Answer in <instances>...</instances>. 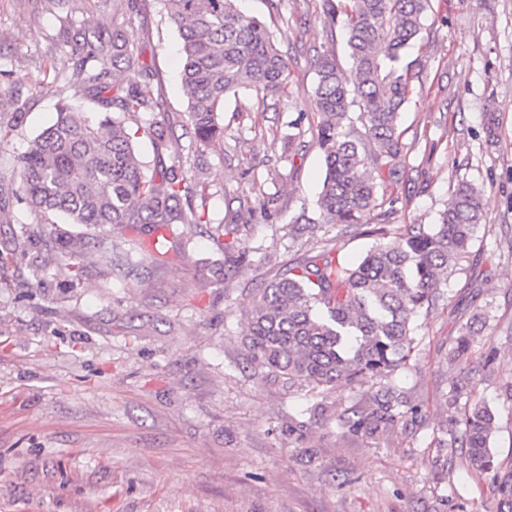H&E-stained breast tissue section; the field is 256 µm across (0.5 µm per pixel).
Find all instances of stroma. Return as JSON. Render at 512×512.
I'll return each mask as SVG.
<instances>
[{
	"instance_id": "obj_1",
	"label": "stroma",
	"mask_w": 512,
	"mask_h": 512,
	"mask_svg": "<svg viewBox=\"0 0 512 512\" xmlns=\"http://www.w3.org/2000/svg\"><path fill=\"white\" fill-rule=\"evenodd\" d=\"M323 0H239L264 22L289 60L287 98L256 93L224 102V146L195 145L185 127L181 40L158 0H79L87 26L122 24L135 50L152 60L168 127L166 163L198 171L205 194L190 202L204 224L175 225L169 260L135 268L107 263L127 249L126 231L45 224L15 195L0 200V512H496L488 478L471 472L465 449L431 447L444 425L447 353L474 313H487L479 352L495 371L476 376L474 398L497 412L492 451L512 463V0H429L423 28L406 53L420 66L399 130L407 175L390 229L433 224L468 181L483 191L485 223L444 298L422 312L412 368L397 378L424 416L412 431L374 439L339 435L338 418L358 389L327 393L335 418L288 433L310 397L246 370L245 311L261 282L316 254L320 243L355 261L371 246L359 232L327 225L322 241L293 236L292 220L313 209L324 178L309 105L313 57L351 60L340 25L324 23ZM54 0H0V110L25 111L0 142V184L67 98L94 105L78 87L58 92L55 72L74 59ZM293 18L282 26L280 15ZM131 23H124V16ZM261 184L275 215L245 216L239 235L271 255L224 275L215 234L228 203ZM80 250L81 272L61 270L65 241Z\"/></svg>"
}]
</instances>
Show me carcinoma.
Returning a JSON list of instances; mask_svg holds the SVG:
<instances>
[{"instance_id":"1","label":"carcinoma","mask_w":512,"mask_h":512,"mask_svg":"<svg viewBox=\"0 0 512 512\" xmlns=\"http://www.w3.org/2000/svg\"><path fill=\"white\" fill-rule=\"evenodd\" d=\"M160 2L182 40L181 81L195 143L224 142L227 95L252 91L277 101L288 96V57L263 22L239 10L238 0ZM427 7L428 0H346L351 78L342 75L335 56L316 58L311 106L325 176L313 214L304 209L293 223L298 234L313 240L333 224L342 231L361 229L375 242L357 264L325 245L254 289L246 314L249 367L260 381L274 377L312 393L303 410L308 421L298 424L299 431L308 422L329 421L326 391L339 380L366 387L339 421L344 438L374 439L422 420V406L398 386L396 375L414 358L420 313L443 297L440 285L469 260L475 232L484 223L481 189L462 181L436 223L405 224L394 236L387 225L396 202L387 188L405 177L398 122L416 77L402 58L421 32ZM63 22L75 67L69 76H55L54 83L82 87L99 116L92 121L59 99L56 122L31 140L21 157L16 193L43 217L62 215L69 224L93 228L122 225L132 234L133 248L118 259L128 266L137 265L140 254L161 262L165 234L150 252L141 247L142 234L202 223L205 215L182 205L197 195L200 178L180 163H165L155 73L121 29H90L71 15ZM135 118L140 123L133 127ZM141 135L153 146L151 166L136 151ZM236 227L222 226L229 237L224 263L232 273L250 252ZM481 320L479 315L461 326L448 351V420L433 433L432 443L467 449L471 468L490 479L499 497L497 512H512V464L501 468L491 451L495 412L471 399L473 375L479 369L491 375L494 358L481 354L478 366L461 368L475 353V325Z\"/></svg>"}]
</instances>
